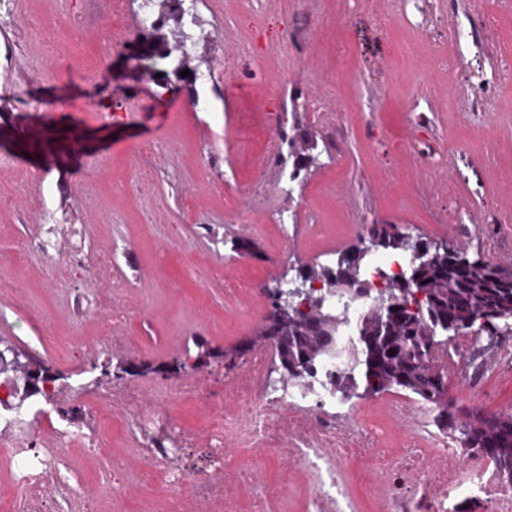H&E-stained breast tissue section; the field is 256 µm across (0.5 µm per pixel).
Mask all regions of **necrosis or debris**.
I'll return each instance as SVG.
<instances>
[{
    "mask_svg": "<svg viewBox=\"0 0 512 512\" xmlns=\"http://www.w3.org/2000/svg\"><path fill=\"white\" fill-rule=\"evenodd\" d=\"M346 357L323 361L302 382L282 387L270 374L271 355L256 351L224 375V405L214 411L205 435L210 469L186 477L175 464V443L195 440L177 426L165 403L199 389L186 378L154 386L155 403L130 386L119 395L133 435L143 448L145 482L174 501L190 499L197 512L231 503L241 484H257L270 505L283 504L302 486L300 512H361L369 497L376 512H453L458 498L481 501L487 512H512V486L501 484L490 458L462 454L448 436L405 427L399 446H387L389 427L361 419L334 381ZM106 399L88 403L83 420L56 429L54 445L23 431L7 444L13 458L16 495L8 512H42L45 493L64 486L62 463L71 449L92 453L102 441ZM274 457L282 469L276 483L256 474Z\"/></svg>",
    "mask_w": 512,
    "mask_h": 512,
    "instance_id": "1",
    "label": "necrosis or debris"
}]
</instances>
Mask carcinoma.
Wrapping results in <instances>:
<instances>
[{"mask_svg": "<svg viewBox=\"0 0 512 512\" xmlns=\"http://www.w3.org/2000/svg\"><path fill=\"white\" fill-rule=\"evenodd\" d=\"M156 42L144 49L130 46L134 59L154 74H162L157 86L168 88L170 75L179 76L185 63V41L169 43L155 32ZM395 224H374L370 234L377 249L405 252L406 245ZM345 264L315 270L296 269L302 281L320 280L340 297L357 289L368 295L362 279L369 250L355 247ZM383 299L373 297L356 325L357 342L349 352L348 368L336 376L337 391L363 398L392 390L407 391L432 406L435 425L455 440L467 454L486 455L496 464L502 482L512 485V412L462 413L450 400L448 364L452 347L441 335L448 323L455 324L454 336H466L484 328L489 346L474 348V369L497 358L502 339L512 338V265L481 262L468 268L456 265L455 255L435 254L424 266L413 267L408 277L387 282ZM343 316L324 310L317 300H308L307 310L296 316L272 317L267 335L280 338L274 355L275 369L287 380L308 377L323 360L337 354ZM394 349L396 353L389 354ZM33 383H23V395L10 387L8 395L24 401L36 395L49 398L44 386L55 382L49 370L37 363L31 368Z\"/></svg>", "mask_w": 512, "mask_h": 512, "instance_id": "obj_1", "label": "carcinoma"}]
</instances>
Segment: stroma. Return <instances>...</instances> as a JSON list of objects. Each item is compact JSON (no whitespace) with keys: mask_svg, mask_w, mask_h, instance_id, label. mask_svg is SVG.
Here are the masks:
<instances>
[{"mask_svg":"<svg viewBox=\"0 0 512 512\" xmlns=\"http://www.w3.org/2000/svg\"><path fill=\"white\" fill-rule=\"evenodd\" d=\"M82 0H19L0 19V47L16 44L15 85L0 71V196L18 182L27 192L0 208V256L22 239L42 237L56 253H32L26 267L0 263V340L43 362L57 376L52 399L30 398V430L62 425L72 397L88 401L140 384L174 380L175 361L195 356L196 341L231 351L255 334L270 304L263 293L225 295L224 280L241 272L273 283L295 263L335 265L360 245L366 225L395 224L414 238L444 241L469 259L505 260L493 253L500 229L490 217L512 207V86L499 79L501 58L512 57V0H402L401 19L390 0L367 10L347 0H197L190 66L223 71L238 43L262 30L265 61L235 71L231 80L173 81L126 65L123 49L105 46L110 16L83 32L67 28L65 14ZM39 16V30L27 24ZM459 30L457 58L442 60L443 32ZM57 61H46L43 40ZM282 84L289 135L314 140V163L297 180L279 170L259 173L249 131L263 124L266 87ZM325 102L327 121L340 139L317 126L309 104ZM115 100L118 114L97 120L99 101ZM426 113L430 131L411 151L400 142L406 114ZM162 142L152 160L147 193L132 185L139 162L133 150ZM452 146L454 160L433 171L430 157ZM454 184L443 192L441 182ZM239 196L237 208L225 195ZM468 205L476 228L461 238L440 214ZM321 232L308 237L303 227ZM102 256L92 268L77 265L74 250ZM55 278H48V265ZM126 288L112 296L113 279ZM69 336L86 352L59 355L55 337ZM133 361L148 373L104 378V368ZM227 359L193 369L199 394L168 408L181 426L204 433L224 391ZM458 404L512 411V360L486 371L472 393L452 388ZM112 427L90 456L65 460L72 486H91L111 456H124L130 473L145 461L120 427ZM166 493L125 482L109 488L108 512H165Z\"/></svg>","mask_w":512,"mask_h":512,"instance_id":"obj_1","label":"stroma"}]
</instances>
